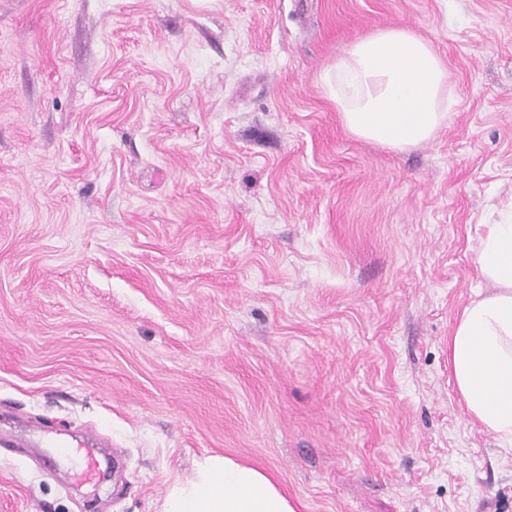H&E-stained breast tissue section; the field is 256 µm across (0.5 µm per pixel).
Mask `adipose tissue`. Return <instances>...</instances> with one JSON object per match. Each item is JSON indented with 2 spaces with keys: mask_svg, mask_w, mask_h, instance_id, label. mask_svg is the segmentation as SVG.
<instances>
[{
  "mask_svg": "<svg viewBox=\"0 0 512 512\" xmlns=\"http://www.w3.org/2000/svg\"><path fill=\"white\" fill-rule=\"evenodd\" d=\"M319 82L354 137L402 153L433 140L454 105L448 69L408 28L355 39ZM476 256L485 285L460 311L448 364L470 419L512 446V199L479 221ZM161 512H297L264 470L210 454L195 476L174 483Z\"/></svg>",
  "mask_w": 512,
  "mask_h": 512,
  "instance_id": "adipose-tissue-1",
  "label": "adipose tissue"
}]
</instances>
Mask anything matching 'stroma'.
Listing matches in <instances>:
<instances>
[{"mask_svg":"<svg viewBox=\"0 0 512 512\" xmlns=\"http://www.w3.org/2000/svg\"><path fill=\"white\" fill-rule=\"evenodd\" d=\"M380 27L456 99L404 153L319 84ZM511 197L512 0H0V512H159L208 454L299 512H512L448 366Z\"/></svg>","mask_w":512,"mask_h":512,"instance_id":"35a3bbf8","label":"stroma"}]
</instances>
